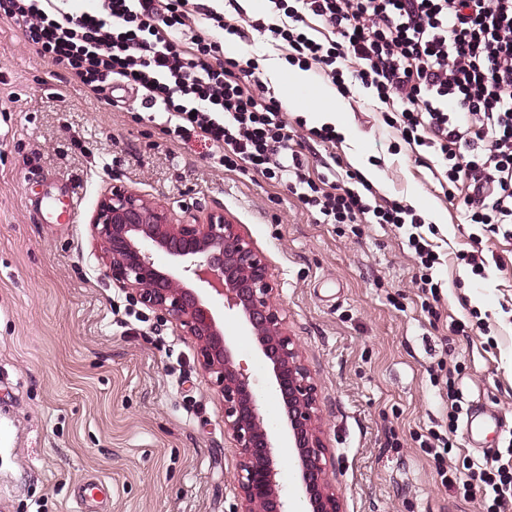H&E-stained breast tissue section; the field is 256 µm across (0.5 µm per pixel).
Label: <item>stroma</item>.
I'll return each mask as SVG.
<instances>
[{
  "mask_svg": "<svg viewBox=\"0 0 512 512\" xmlns=\"http://www.w3.org/2000/svg\"><path fill=\"white\" fill-rule=\"evenodd\" d=\"M0 21V512H238L224 400L198 346L103 272L89 218L117 184L176 216L223 211L266 257L288 326L318 387L344 512H483L442 486L512 441V240L463 224L431 171L367 90L340 101L336 145L308 140L310 170L377 171V200L414 203L436 230L433 313L390 224H321L287 184L224 171L203 141L176 144L137 120L135 96L106 103L48 75ZM80 203L69 222L49 207ZM481 247L476 279L463 253ZM466 324L467 335L456 328ZM463 409L504 419L448 454V369Z\"/></svg>",
  "mask_w": 512,
  "mask_h": 512,
  "instance_id": "obj_1",
  "label": "stroma"
}]
</instances>
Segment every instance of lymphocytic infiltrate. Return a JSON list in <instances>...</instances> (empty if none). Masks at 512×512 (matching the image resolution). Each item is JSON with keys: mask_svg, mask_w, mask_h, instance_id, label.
I'll use <instances>...</instances> for the list:
<instances>
[{"mask_svg": "<svg viewBox=\"0 0 512 512\" xmlns=\"http://www.w3.org/2000/svg\"><path fill=\"white\" fill-rule=\"evenodd\" d=\"M250 20L288 64L317 68L341 95L347 76L370 90L385 123L410 146L433 149L459 198L462 223L512 239V0H268ZM242 36L238 25L194 0H101L90 12L69 0H0V20L50 67L94 94L130 87L145 109L164 115L180 144L202 139L225 171L260 175L289 190L323 224H391L403 231L422 297L437 296V256L424 221L400 201L315 179L288 122L267 94L256 58L224 57L194 30L196 14ZM316 19L326 38L307 24ZM486 512L512 500V448L476 462Z\"/></svg>", "mask_w": 512, "mask_h": 512, "instance_id": "f902f5d3", "label": "lymphocytic infiltrate"}]
</instances>
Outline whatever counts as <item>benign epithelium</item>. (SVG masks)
I'll use <instances>...</instances> for the list:
<instances>
[{
	"label": "benign epithelium",
	"instance_id": "benign-epithelium-1",
	"mask_svg": "<svg viewBox=\"0 0 512 512\" xmlns=\"http://www.w3.org/2000/svg\"><path fill=\"white\" fill-rule=\"evenodd\" d=\"M89 224L105 275L131 291L198 344V361L224 398V433L236 451L239 512H292L277 479V449L295 448L308 512H341L320 428L317 386L288 330L265 256L222 211L173 222L168 209L114 186L98 201ZM169 264L161 266L155 254ZM255 344L266 385L280 410V427L264 423L255 384L235 363L236 337L210 304L213 295Z\"/></svg>",
	"mask_w": 512,
	"mask_h": 512
}]
</instances>
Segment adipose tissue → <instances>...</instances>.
I'll return each mask as SVG.
<instances>
[{"label":"adipose tissue","instance_id":"ef3b65f1","mask_svg":"<svg viewBox=\"0 0 512 512\" xmlns=\"http://www.w3.org/2000/svg\"><path fill=\"white\" fill-rule=\"evenodd\" d=\"M269 78L283 90L282 101L291 112L312 114L320 123L337 124L340 116L336 105V94L329 89H321L316 98H308L306 91L312 82L306 72L291 69L282 70L278 64H269L267 68Z\"/></svg>","mask_w":512,"mask_h":512}]
</instances>
